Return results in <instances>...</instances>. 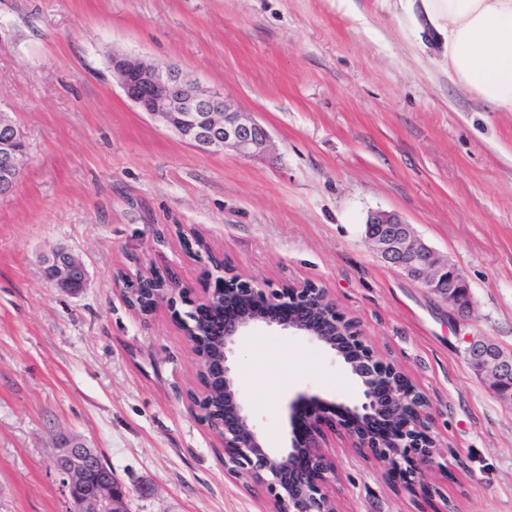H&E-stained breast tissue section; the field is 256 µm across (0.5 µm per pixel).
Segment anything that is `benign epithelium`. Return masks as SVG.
Listing matches in <instances>:
<instances>
[{"label":"benign epithelium","instance_id":"benign-epithelium-1","mask_svg":"<svg viewBox=\"0 0 512 512\" xmlns=\"http://www.w3.org/2000/svg\"><path fill=\"white\" fill-rule=\"evenodd\" d=\"M112 75L126 97L141 111L160 119L183 142L202 153L233 151L241 157L265 153L271 146L269 131L235 109L217 90H206L177 67L112 56ZM27 154L25 138L9 117L0 113V199L11 195ZM365 238L386 264L418 282L444 300L454 315L465 318L473 307L471 289L462 270L442 259L416 233L413 225L395 212L372 211L366 219ZM50 280L76 292L86 282L84 264L60 248L45 257ZM150 283L152 302L134 301L133 289L124 290L129 306L150 314L176 288L172 276L158 269L139 278ZM224 308L239 307L224 317L219 336H204L188 320L180 319L194 349L207 346L208 357L196 355L198 373L204 376L199 393L191 395L198 420L224 443V469L267 488L268 512H335L324 486L336 477L334 461L323 451L322 423L348 416L352 445L365 448L394 470L412 459L431 458L435 442L430 435L429 404L425 395L394 365L386 363L364 342L358 324L336 309L323 288L312 285L283 288L269 294L230 270L220 277ZM287 307L286 317L280 310ZM272 328L297 334L334 352L357 381L361 394L351 403L330 402L301 392L289 401L291 438L283 448L266 445L253 422L232 362L238 341L250 331ZM469 366L485 375L492 390L512 401V352L486 340L468 339ZM223 393V410L213 411L208 388ZM397 421L394 434L383 437L370 429L381 416ZM75 512H130L129 492L116 478L99 451L79 440L64 441L54 458Z\"/></svg>","mask_w":512,"mask_h":512}]
</instances>
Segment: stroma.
I'll return each instance as SVG.
<instances>
[{
    "label": "stroma",
    "mask_w": 512,
    "mask_h": 512,
    "mask_svg": "<svg viewBox=\"0 0 512 512\" xmlns=\"http://www.w3.org/2000/svg\"><path fill=\"white\" fill-rule=\"evenodd\" d=\"M116 54L223 91L271 148L195 150L125 96ZM0 108L27 143L0 199V512H70L53 458L72 436L131 512H266L190 408L198 365L177 315L219 277L194 236L264 291L326 289L426 395L435 452L406 472L327 428L336 512H512V403L465 356L472 336L512 351V112L449 81L400 0H0ZM375 210L462 269L469 317L376 256ZM59 247L87 269L79 293L43 274ZM155 268L179 288L144 316L122 280ZM236 376L274 448L296 393L359 392L327 349L266 328L241 340Z\"/></svg>",
    "instance_id": "35a3bbf8"
}]
</instances>
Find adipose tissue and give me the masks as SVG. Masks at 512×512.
<instances>
[{"label": "adipose tissue", "mask_w": 512, "mask_h": 512, "mask_svg": "<svg viewBox=\"0 0 512 512\" xmlns=\"http://www.w3.org/2000/svg\"><path fill=\"white\" fill-rule=\"evenodd\" d=\"M441 38L450 81L512 112V0H410Z\"/></svg>", "instance_id": "1"}]
</instances>
